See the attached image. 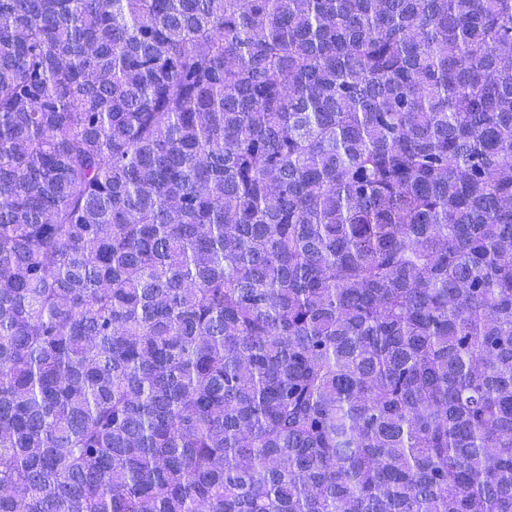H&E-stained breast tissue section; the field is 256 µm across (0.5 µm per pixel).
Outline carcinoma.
Listing matches in <instances>:
<instances>
[{"label":"carcinoma","instance_id":"obj_1","mask_svg":"<svg viewBox=\"0 0 512 512\" xmlns=\"http://www.w3.org/2000/svg\"><path fill=\"white\" fill-rule=\"evenodd\" d=\"M0 512H512V0H0Z\"/></svg>","mask_w":512,"mask_h":512}]
</instances>
